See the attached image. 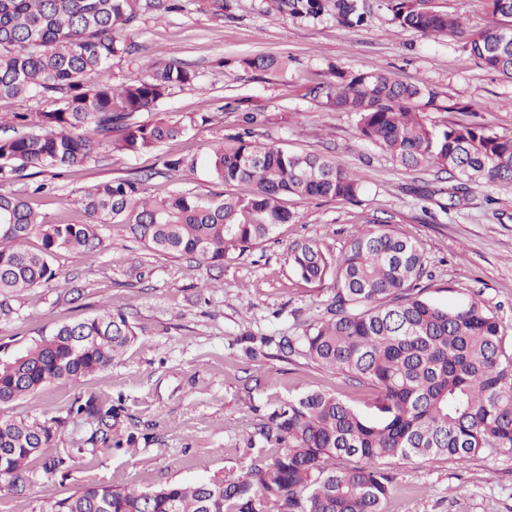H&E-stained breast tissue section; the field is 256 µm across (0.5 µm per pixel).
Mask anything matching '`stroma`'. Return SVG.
Instances as JSON below:
<instances>
[{
    "label": "stroma",
    "mask_w": 512,
    "mask_h": 512,
    "mask_svg": "<svg viewBox=\"0 0 512 512\" xmlns=\"http://www.w3.org/2000/svg\"><path fill=\"white\" fill-rule=\"evenodd\" d=\"M268 0H224L215 13L206 0L140 22L138 53L88 72V85H119L142 76L144 57L177 61L196 75L192 88H174L140 123L171 116L186 135L161 147L131 152L103 146L81 169L48 182L32 206L59 224L83 222L75 201L96 183L123 177L144 181L148 194H221L204 165L212 147L243 131L254 140L296 153H322L364 176L357 199L289 198L292 223L272 239L223 265L161 255L114 227L85 257L60 252L58 277L10 301L0 313V357L21 353L41 334L109 304L124 313L136 337L112 365L93 376L56 383L0 414L41 421L54 407L96 393L120 401L121 434L136 442L90 458L80 447L91 429L67 423L55 445L74 449L68 477L52 487L35 480L18 493L0 492V512H42L90 483L139 489L171 481L245 476L263 442L258 424L280 403L311 389L335 390L366 408L373 391L281 347L302 335L336 290L334 277L308 284L288 263V249L313 239L341 256L359 231L382 226L417 243L426 273L423 295L441 307L480 300L504 324L512 345V188L475 185L456 204L436 166L406 169L379 145L359 139L357 118L330 109L317 87L329 67L350 74L381 71L393 80L436 88L444 110L425 111L437 124L480 123L512 133V81L484 69L457 37L397 28L382 0H369L367 22L349 28L336 19L312 22L268 12ZM285 55L286 70L242 71L238 58ZM174 156L196 162L193 173L169 171ZM388 512H512V453L487 451L459 464L422 458L392 460Z\"/></svg>",
    "instance_id": "stroma-1"
}]
</instances>
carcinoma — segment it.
<instances>
[{"instance_id": "cac0c4a2", "label": "carcinoma", "mask_w": 512, "mask_h": 512, "mask_svg": "<svg viewBox=\"0 0 512 512\" xmlns=\"http://www.w3.org/2000/svg\"><path fill=\"white\" fill-rule=\"evenodd\" d=\"M282 16H325L359 26L368 0H271ZM403 30L450 34L464 40L487 70L512 79V0H494L491 26L467 33L460 19L423 6V0H386ZM180 9L179 0H0V97L37 96L48 107L15 112L0 136V186L29 169L57 176L85 166L105 142L132 152L181 137L183 121H134L194 72L171 61L148 59L145 75L118 87L88 86L83 75L136 50L132 31L147 16ZM247 70L288 69L275 55L242 57ZM326 104L357 117L360 139L378 144L406 168L442 167L449 193L470 184L512 186V134L485 125L431 124L421 116L438 93L420 82L404 84L381 72L349 75L331 68L319 88ZM210 176L227 186L249 183L247 196L203 197L174 193L157 198L132 179L91 186L76 200L82 224H56L25 194L0 192V307L56 278L54 254L75 257L101 244V230L123 226L150 250L222 264L232 251L267 241L294 214L286 198L353 200L363 176L336 160L290 153L237 137L212 148ZM37 237L39 248L27 241ZM289 263L307 284L336 278V293L304 336L283 346L313 363L374 390L361 410L328 389H314L277 406L256 434L276 443L272 462L260 453L241 478L171 482L149 490L88 483L52 499L46 512H387L386 460L422 457L464 462L488 449L512 452V353L503 322L471 300L443 308L414 292L424 273L419 247L387 229L366 228L335 261L315 240L288 249ZM127 318L103 304L84 319L63 324L24 353L0 359V406L36 397L59 381L107 369L134 340ZM112 399L90 394L56 408L44 421L0 417V479L23 490L39 476L49 483L71 468L73 449L53 448L57 431L81 417L93 426L89 453L122 445L112 433L120 421ZM355 457L361 466L336 468Z\"/></svg>"}]
</instances>
